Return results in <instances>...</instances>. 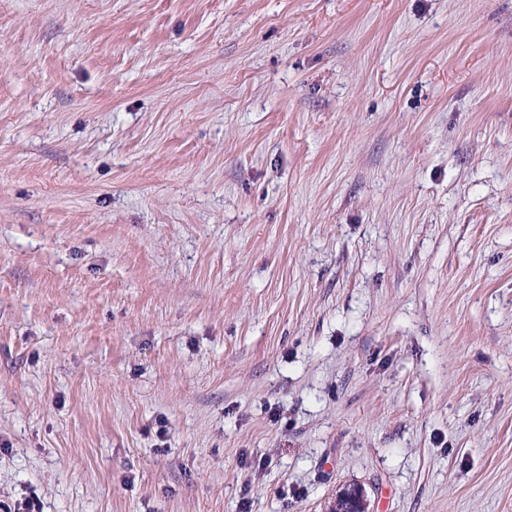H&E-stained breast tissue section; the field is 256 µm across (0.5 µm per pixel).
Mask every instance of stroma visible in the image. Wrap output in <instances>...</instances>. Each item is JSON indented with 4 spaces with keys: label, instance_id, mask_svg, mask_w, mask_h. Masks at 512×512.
Instances as JSON below:
<instances>
[{
    "label": "stroma",
    "instance_id": "obj_1",
    "mask_svg": "<svg viewBox=\"0 0 512 512\" xmlns=\"http://www.w3.org/2000/svg\"><path fill=\"white\" fill-rule=\"evenodd\" d=\"M512 512V0H0V501ZM363 490L358 486H350L336 495V507L333 511H336V508H341L342 503L345 504V510L352 512V507H357L360 512H364L366 509V502ZM336 512H345V511H336Z\"/></svg>",
    "mask_w": 512,
    "mask_h": 512
}]
</instances>
